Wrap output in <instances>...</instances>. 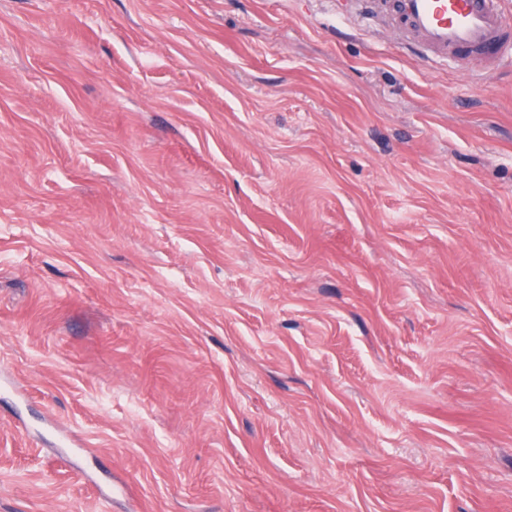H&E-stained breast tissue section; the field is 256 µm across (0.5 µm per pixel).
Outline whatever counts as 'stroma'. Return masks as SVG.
<instances>
[{"instance_id": "obj_1", "label": "stroma", "mask_w": 512, "mask_h": 512, "mask_svg": "<svg viewBox=\"0 0 512 512\" xmlns=\"http://www.w3.org/2000/svg\"><path fill=\"white\" fill-rule=\"evenodd\" d=\"M0 512H512V67L338 0H0Z\"/></svg>"}]
</instances>
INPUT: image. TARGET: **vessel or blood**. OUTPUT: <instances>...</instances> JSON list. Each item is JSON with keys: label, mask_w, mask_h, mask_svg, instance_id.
I'll list each match as a JSON object with an SVG mask.
<instances>
[{"label": "vessel or blood", "mask_w": 512, "mask_h": 512, "mask_svg": "<svg viewBox=\"0 0 512 512\" xmlns=\"http://www.w3.org/2000/svg\"><path fill=\"white\" fill-rule=\"evenodd\" d=\"M350 7L382 16L406 41L436 56L466 55L497 66L512 54L505 0H351Z\"/></svg>", "instance_id": "b4317fda"}]
</instances>
